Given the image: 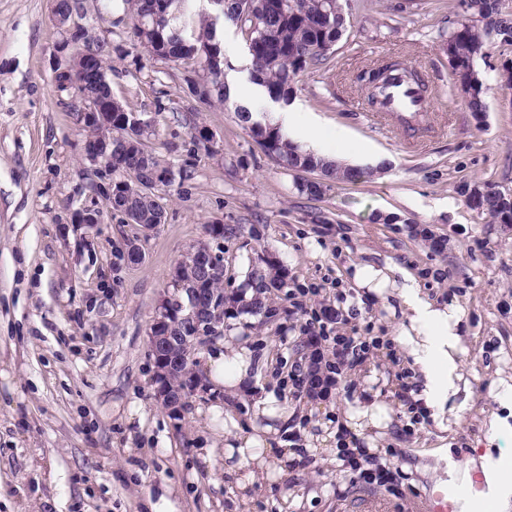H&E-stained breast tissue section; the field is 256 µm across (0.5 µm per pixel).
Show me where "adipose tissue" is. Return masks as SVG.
<instances>
[{
  "instance_id": "1",
  "label": "adipose tissue",
  "mask_w": 512,
  "mask_h": 512,
  "mask_svg": "<svg viewBox=\"0 0 512 512\" xmlns=\"http://www.w3.org/2000/svg\"><path fill=\"white\" fill-rule=\"evenodd\" d=\"M351 280L365 295L382 298L391 294L398 298L407 315L401 326L400 343L411 370L424 378L423 394L433 420L440 430H448L451 420L446 404L458 394L462 381L458 358L464 320L461 307L454 302L437 304L427 300L409 270L389 264H353ZM253 360V352L243 339L225 345L208 361L211 383L223 386L229 398L224 406V432L230 438L224 449V469L242 489L254 478L253 472H247V465L280 475L288 472L301 455L300 449L290 447L286 438L291 431L287 402L272 391H252ZM237 400L249 402L253 416L273 418V425L243 432L233 406ZM389 422L384 406L379 403L357 405L347 420L336 426L342 434L336 442L337 450L353 448L358 439L372 440L374 431L388 429Z\"/></svg>"
}]
</instances>
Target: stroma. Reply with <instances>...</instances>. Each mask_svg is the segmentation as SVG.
I'll list each match as a JSON object with an SVG mask.
<instances>
[{"mask_svg":"<svg viewBox=\"0 0 512 512\" xmlns=\"http://www.w3.org/2000/svg\"><path fill=\"white\" fill-rule=\"evenodd\" d=\"M342 4L344 35L325 65L298 77L292 97L312 114L327 151L357 153L358 168L375 174L310 200L297 174L243 128L234 104H203L183 71L148 58L127 26H115L121 0H76V15L117 47L113 97L153 120L149 148L190 173L171 191L165 224L141 240L143 261L129 266L115 249L135 230L97 195L74 94L54 81L63 38L54 0H0V512H418L429 492L449 484V461L436 455L439 433L415 407L418 385L396 342L398 301L352 286L349 265L358 260L410 268L430 300L462 308L468 399L450 400L463 407L448 434L452 459L512 454V432L490 427L493 416L512 412L501 400L503 382L512 383V224L466 203L477 186L512 193V88L499 82L512 46L490 40L479 61L486 110L476 116L444 52L465 19L460 0ZM222 36L227 80L262 118L268 108L252 94L246 37L230 25ZM381 60L415 67L434 87L415 130L382 125L354 81ZM197 125L213 132L210 151L195 150ZM83 206L100 211V224L73 223ZM215 221L243 230L224 241L226 290L240 288L268 252L288 273L287 290L269 300L275 322L229 318L224 339L249 337L269 364L259 386L283 393L299 416L292 441L316 447L288 475L256 473L244 494L224 473L223 400L190 399L173 425L155 398L148 357L149 327L175 264ZM434 237L444 247H432ZM299 292L298 308L291 297ZM327 306L347 319L326 323L323 349L356 329L388 344L315 400L275 376L298 361L302 326ZM375 400L392 420L366 451L394 474L384 484L352 481L321 441L325 424Z\"/></svg>","mask_w":512,"mask_h":512,"instance_id":"obj_1","label":"stroma"}]
</instances>
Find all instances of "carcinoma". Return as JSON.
Masks as SVG:
<instances>
[{
  "instance_id": "obj_1",
  "label": "carcinoma",
  "mask_w": 512,
  "mask_h": 512,
  "mask_svg": "<svg viewBox=\"0 0 512 512\" xmlns=\"http://www.w3.org/2000/svg\"><path fill=\"white\" fill-rule=\"evenodd\" d=\"M146 0H126L131 15V34L135 45L148 57L174 68L191 65L196 78L189 81L191 93L206 104H224L230 88L222 68L223 51L219 26L230 24L246 35L250 58V78L262 94L274 102L288 103L300 73L328 59L329 45L336 44L347 27L340 0H274L276 9H267L268 0H224V9H214L206 0H164L162 11L151 14ZM499 0H469L471 19L449 34L445 53L451 63L453 83L468 85L467 106L477 114L484 111L480 98L482 83L478 61L486 56L487 37L500 26ZM133 110L121 101L112 102V126L86 125L85 136L112 139V182L121 194L112 209L124 213L137 224H163L171 188L188 177L187 169L156 156L146 145L150 124L133 122ZM263 151L288 172L309 173L316 178L297 183L300 192L318 199L327 182H352L365 171L333 160L317 157L294 143L278 125L264 124ZM168 170L171 178L161 188L141 181L146 166ZM133 172L138 182L122 175ZM480 196L483 213L500 224H512V199L491 189L471 190L469 197ZM174 288H207L212 297L224 303V316L262 314L268 320L276 313L267 308L268 294L288 287V273L273 256H265L250 267L242 292L228 295L224 290V269L209 278L195 281L186 265L180 264L173 276ZM170 367L171 390L185 389L194 361V345L182 340L161 351Z\"/></svg>"
}]
</instances>
